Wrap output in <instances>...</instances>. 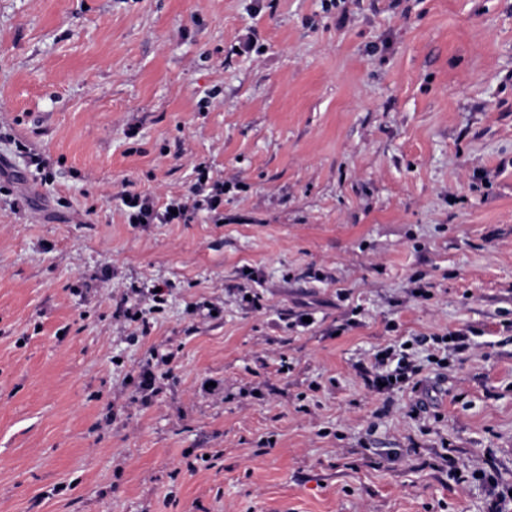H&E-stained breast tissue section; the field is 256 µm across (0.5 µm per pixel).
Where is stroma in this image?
I'll return each mask as SVG.
<instances>
[{"label":"stroma","instance_id":"35a3bbf8","mask_svg":"<svg viewBox=\"0 0 512 512\" xmlns=\"http://www.w3.org/2000/svg\"><path fill=\"white\" fill-rule=\"evenodd\" d=\"M335 2L0 0V512H512V0ZM201 163L218 214L128 223ZM155 289L153 288L151 293L150 301L152 304L144 303L137 290H132L130 294H126L123 298L122 316L132 323H137L142 333L148 331L152 314L161 312L163 305L166 303L164 288H161L160 292H155ZM137 314H140L139 318H136ZM447 337H450V340H447ZM431 339L434 344L440 345L437 351L441 352L442 349V352H446L444 357H439L437 355L431 357V363H435L438 366H448V348L455 353H459L466 350L469 345L468 335L463 331H457L454 333L445 334L443 336H433ZM406 344L408 342L400 346L399 352L389 346L374 355L370 370L372 379L368 378V382L378 393L391 394L396 390L407 389L411 384L412 390L417 391L420 387L422 379L418 377L422 368L416 363L413 354L408 352L412 347H406ZM382 354H385V357H382ZM394 361L396 365L392 368ZM380 383H385V386H380ZM175 353L168 348L159 346L152 352L153 362H148L139 373V388L142 392H150L145 397L154 394L157 391L155 387L158 380L168 379L173 371L172 361Z\"/></svg>","mask_w":512,"mask_h":512}]
</instances>
